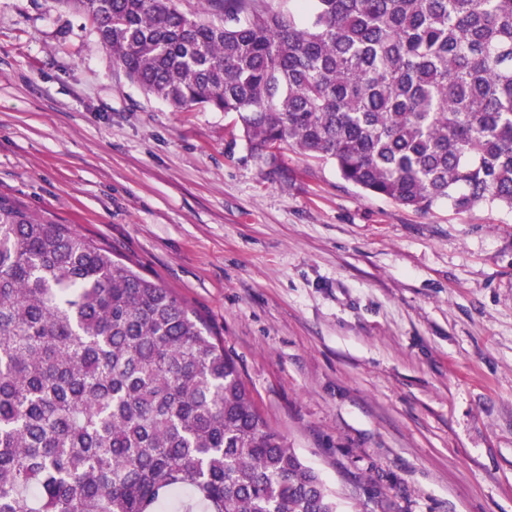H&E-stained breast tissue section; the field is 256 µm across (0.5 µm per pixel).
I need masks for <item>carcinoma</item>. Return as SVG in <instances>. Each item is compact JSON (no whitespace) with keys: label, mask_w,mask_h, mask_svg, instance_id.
I'll return each mask as SVG.
<instances>
[{"label":"carcinoma","mask_w":512,"mask_h":512,"mask_svg":"<svg viewBox=\"0 0 512 512\" xmlns=\"http://www.w3.org/2000/svg\"><path fill=\"white\" fill-rule=\"evenodd\" d=\"M53 0L145 93L417 211L512 210V0ZM338 512L170 289L0 195V512Z\"/></svg>","instance_id":"carcinoma-1"}]
</instances>
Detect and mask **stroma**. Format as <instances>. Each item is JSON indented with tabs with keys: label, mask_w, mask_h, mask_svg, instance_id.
I'll use <instances>...</instances> for the list:
<instances>
[{
	"label": "stroma",
	"mask_w": 512,
	"mask_h": 512,
	"mask_svg": "<svg viewBox=\"0 0 512 512\" xmlns=\"http://www.w3.org/2000/svg\"><path fill=\"white\" fill-rule=\"evenodd\" d=\"M0 194L201 315L340 512H512V211L421 213L146 95L83 15L0 0Z\"/></svg>",
	"instance_id": "obj_1"
}]
</instances>
